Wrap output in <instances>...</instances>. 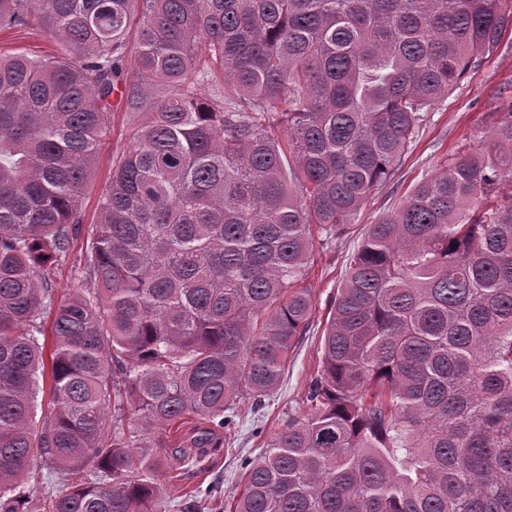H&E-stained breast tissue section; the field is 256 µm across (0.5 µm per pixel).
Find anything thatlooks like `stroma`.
I'll return each mask as SVG.
<instances>
[{
    "instance_id": "stroma-1",
    "label": "stroma",
    "mask_w": 512,
    "mask_h": 512,
    "mask_svg": "<svg viewBox=\"0 0 512 512\" xmlns=\"http://www.w3.org/2000/svg\"><path fill=\"white\" fill-rule=\"evenodd\" d=\"M58 51L56 42L41 32H0V52H22L31 58H42ZM510 110L512 33L509 32L450 95L428 112L423 129L394 177L370 193L349 233L328 241L315 238L306 280L315 300L311 329L289 358L280 385L261 409H254L251 400L241 401L235 435L228 443L212 449L203 468H188L176 459L168 460L159 480L162 512H227L234 493L240 489L241 458L260 457L270 436L279 431L288 414H301L307 408L306 393L321 357L327 307L345 276L348 254L361 242L364 226L388 214L414 185L432 174L437 164L465 144L486 136L492 113ZM146 119L145 113L127 111L125 105L113 106L111 132L97 153L83 193L84 233L97 221L98 199L109 186L113 159L130 147V131ZM85 246L83 234L74 240L65 261L46 268L45 277L57 296L67 295L79 284L82 275L79 257ZM71 481V475L63 470L30 468L26 484L29 512H43L49 492L66 487Z\"/></svg>"
}]
</instances>
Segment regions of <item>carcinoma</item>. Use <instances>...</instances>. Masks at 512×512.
I'll return each instance as SVG.
<instances>
[{
    "mask_svg": "<svg viewBox=\"0 0 512 512\" xmlns=\"http://www.w3.org/2000/svg\"><path fill=\"white\" fill-rule=\"evenodd\" d=\"M134 24L124 97L150 118L58 302L44 268L81 233ZM7 28L61 51L0 53V512H28L37 450L73 475L45 512H156L150 435L199 417L194 467L265 404L315 236L355 224L512 0H0ZM321 350L229 512H512V112L365 225Z\"/></svg>",
    "mask_w": 512,
    "mask_h": 512,
    "instance_id": "1",
    "label": "carcinoma"
}]
</instances>
